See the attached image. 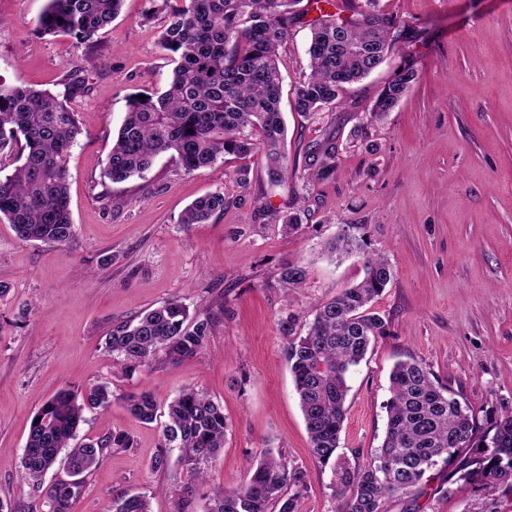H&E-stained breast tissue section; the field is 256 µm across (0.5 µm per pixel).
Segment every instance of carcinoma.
Listing matches in <instances>:
<instances>
[{"instance_id": "obj_1", "label": "carcinoma", "mask_w": 512, "mask_h": 512, "mask_svg": "<svg viewBox=\"0 0 512 512\" xmlns=\"http://www.w3.org/2000/svg\"><path fill=\"white\" fill-rule=\"evenodd\" d=\"M123 0H47L37 20L42 35L65 34L91 42L116 18ZM302 0H161L164 13L158 36L161 49L175 66L165 90L133 95L106 160L105 177L122 183L142 176L163 153L177 156L192 173L225 157L265 161L271 181L288 172L286 129L281 117L282 79L279 49L288 39ZM409 38L408 26L372 10L339 21L323 14L313 24L308 47L310 73L295 91V109L319 114L343 103L350 87L375 71L395 42ZM417 71L401 69L375 99L370 117L381 119L393 111ZM85 92V81L72 74L64 91L52 93L11 86L0 79V153L20 147L12 171L0 173V219L28 241L66 245L75 235L68 193V162L82 134L70 102ZM338 161L336 139L325 134L308 143L305 171L310 181L331 177ZM224 194L212 193L187 206L179 223L204 224L224 211ZM267 219L285 234L301 228L296 212L269 210ZM331 257L359 251L365 254V275L356 285L316 306L313 318L300 324V314L281 321L286 339L284 357L310 438L313 457L332 465L336 512H386L392 497L413 500L423 493L422 481L431 470H449L448 486L438 493L451 497L469 488L512 496V414L475 410L435 379L414 359L397 362L390 374V398L385 409V436L365 465L352 464L337 453L345 419V402L352 369L364 360L377 338L389 334L390 322L372 309L393 278L386 257L368 252L366 225L350 224L325 245ZM306 268L287 263L280 285L288 292L303 286ZM214 327L208 314L190 318L178 299L147 309L133 321L117 323L105 347L134 373L163 350L173 361L202 351ZM111 387L98 384L83 392L63 391L50 397L35 413L22 456V485L35 504L42 480L67 452L68 479L58 481L47 497L53 512H69L86 478L110 448H130L131 438L112 433L80 443L77 430L85 410L112 404ZM137 420L156 419L153 393L142 391L125 398ZM227 423L224 409L206 394L188 388L169 405L160 450L152 462L156 471L168 467L173 451L179 460L204 478L200 462L224 447ZM306 472L288 466L282 453L268 450L248 480L232 490L218 491L204 512H297ZM294 490L287 497L285 490ZM111 512H150L140 495L112 500Z\"/></svg>"}]
</instances>
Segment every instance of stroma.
Segmentation results:
<instances>
[{"label":"stroma","mask_w":512,"mask_h":512,"mask_svg":"<svg viewBox=\"0 0 512 512\" xmlns=\"http://www.w3.org/2000/svg\"><path fill=\"white\" fill-rule=\"evenodd\" d=\"M363 3L328 0L293 26L280 50L288 173L270 183L253 160L241 188L231 158L188 173L165 154L143 177L115 184L103 176L129 96L164 90L174 67L150 0H124L90 44L38 33L46 0H0V79L57 92L76 69L87 83L73 102L84 128L69 159L73 240L26 241L0 220V283L9 288L0 299V503L11 512L31 504L20 473L34 413L59 390L103 382L112 404L86 412L78 434L120 431L133 446L105 453L70 512H107L123 494L145 496L151 512H180L189 484L201 508L218 489L244 482L269 448L307 472L298 512H334L333 476L309 453L280 321L362 279L361 255L337 262L321 253L341 222L365 225L394 277L373 304L390 333L349 376L340 453L370 460L385 433L389 374L407 358L474 408L512 413V0H377L376 12L405 21L411 38L351 87L346 104L306 118L294 91L309 73L311 24L323 11L350 18ZM408 65L417 80L365 141L353 142L378 93ZM326 130L340 160L328 180L311 182L304 152ZM214 192L225 197L222 213L180 224L187 205ZM267 207L300 210L299 233L268 223ZM289 262L308 275L287 294L279 275ZM172 298L191 314L214 315L206 348L178 362L158 354L125 376L105 347L107 332ZM187 388L221 402L228 422L224 447L198 482L175 458L152 469L162 424L139 422L124 403L149 390L164 408ZM447 477L430 471L415 505L392 498L387 512H512V497H440Z\"/></svg>","instance_id":"1"}]
</instances>
